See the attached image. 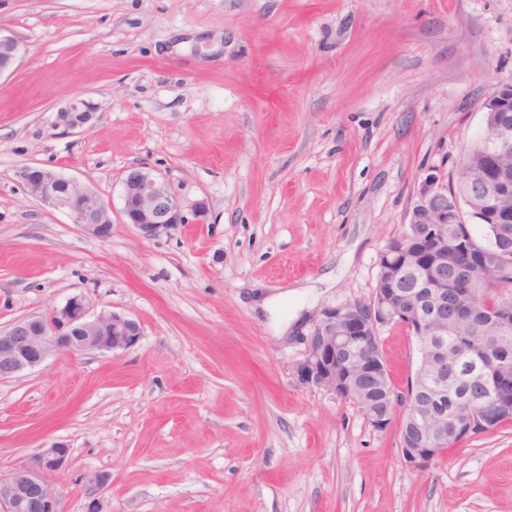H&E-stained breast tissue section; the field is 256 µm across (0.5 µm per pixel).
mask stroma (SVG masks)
<instances>
[{
  "label": "stroma",
  "instance_id": "1",
  "mask_svg": "<svg viewBox=\"0 0 512 512\" xmlns=\"http://www.w3.org/2000/svg\"><path fill=\"white\" fill-rule=\"evenodd\" d=\"M0 31L23 46L0 76V326L82 295L142 327L0 381L1 474L61 441L60 512L89 471L105 512H512V426L413 472L397 428L296 373L311 320L371 298L420 176L455 172L512 82V0H0ZM75 97L95 119L54 133ZM26 165L110 199V239L27 195ZM140 167L203 223L123 224ZM260 290L287 297L264 312ZM378 336L404 388L416 340Z\"/></svg>",
  "mask_w": 512,
  "mask_h": 512
}]
</instances>
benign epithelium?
Returning <instances> with one entry per match:
<instances>
[{
    "label": "benign epithelium",
    "mask_w": 512,
    "mask_h": 512,
    "mask_svg": "<svg viewBox=\"0 0 512 512\" xmlns=\"http://www.w3.org/2000/svg\"><path fill=\"white\" fill-rule=\"evenodd\" d=\"M22 44L0 30V76L13 71ZM483 131L478 153L460 161L448 184L437 168L427 169L418 184L402 246L380 255L377 284L369 301L327 307L306 337V353L296 372L302 384L330 392L360 407L376 429L398 426L401 463L412 471L437 462L448 438L473 423L459 415L431 412L442 390L448 362V337L473 326L484 296L474 285L497 258L512 253V83L479 103ZM90 102L76 98L54 113L50 129L63 134L84 128L93 119ZM19 178L26 193L71 216L82 231L102 242L112 235V203L97 190L54 170L25 166ZM123 223L146 240L169 236L189 223L184 206L160 174L133 168L122 178ZM486 224L478 250L460 247L461 231ZM455 269V303L448 304V267ZM400 324L418 341L413 390L398 391L379 355L378 331ZM490 336L512 334V303L505 302L484 325ZM138 321L114 311L89 316L84 298L74 296L49 317L26 316L0 327V379L41 365L60 352L115 353L135 346ZM506 370L494 351L481 345L468 372L481 385L478 399L487 412L478 430L496 426L501 414L494 389L498 371ZM69 457L63 442H53L7 476L0 474V512H59L47 475ZM109 477L85 475V512H104L101 493Z\"/></svg>",
    "instance_id": "benign-epithelium-1"
}]
</instances>
